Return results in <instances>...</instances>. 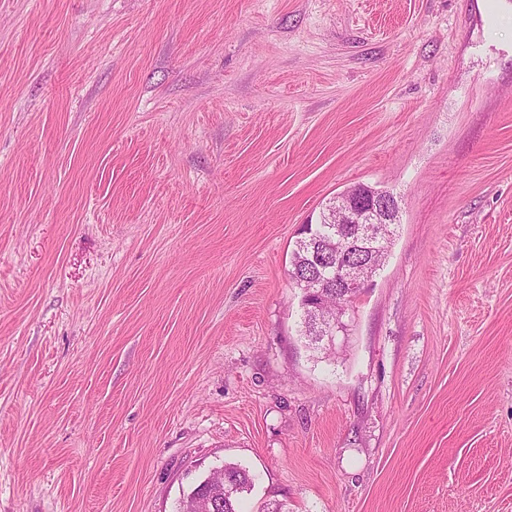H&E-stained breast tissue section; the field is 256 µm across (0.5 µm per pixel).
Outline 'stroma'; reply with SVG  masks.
I'll list each match as a JSON object with an SVG mask.
<instances>
[{
	"label": "stroma",
	"mask_w": 512,
	"mask_h": 512,
	"mask_svg": "<svg viewBox=\"0 0 512 512\" xmlns=\"http://www.w3.org/2000/svg\"><path fill=\"white\" fill-rule=\"evenodd\" d=\"M400 224L330 362L302 224ZM512 512V0H0V512ZM217 469L224 470V487L217 489L213 485L210 478L211 473L204 479L200 480L185 494L179 502V510L188 498H205L212 494H216V499L220 500L219 505L216 507L217 512H241L238 510L239 498L243 492L248 491L252 487V478L249 471L245 467L236 463H226ZM224 489L226 494L224 495Z\"/></svg>",
	"instance_id": "1"
}]
</instances>
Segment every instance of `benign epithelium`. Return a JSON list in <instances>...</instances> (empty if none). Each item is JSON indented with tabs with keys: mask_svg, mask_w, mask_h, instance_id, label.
I'll use <instances>...</instances> for the list:
<instances>
[{
	"mask_svg": "<svg viewBox=\"0 0 512 512\" xmlns=\"http://www.w3.org/2000/svg\"><path fill=\"white\" fill-rule=\"evenodd\" d=\"M398 199L389 191L368 185L347 187L319 213L320 223L327 225L324 247L336 256V287L354 299L369 287L381 266L373 263L379 238L386 226L399 221ZM325 281L316 282V290H302L301 307L305 312L319 311ZM350 305L336 308V314L320 320L319 335L328 344L345 333Z\"/></svg>",
	"mask_w": 512,
	"mask_h": 512,
	"instance_id": "benign-epithelium-1",
	"label": "benign epithelium"
}]
</instances>
